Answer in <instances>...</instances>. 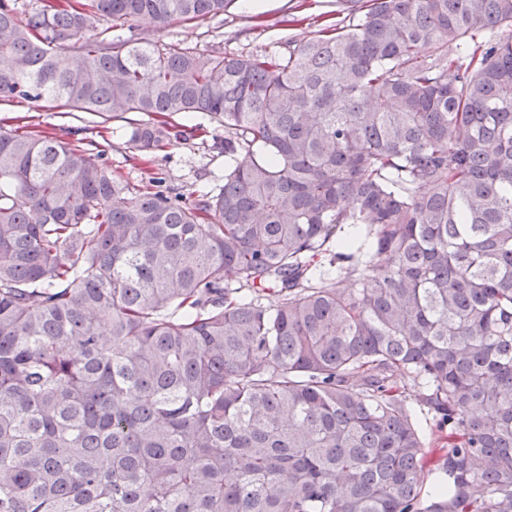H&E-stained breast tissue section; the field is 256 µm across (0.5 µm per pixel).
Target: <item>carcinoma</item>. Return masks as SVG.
<instances>
[{
  "label": "carcinoma",
  "mask_w": 512,
  "mask_h": 512,
  "mask_svg": "<svg viewBox=\"0 0 512 512\" xmlns=\"http://www.w3.org/2000/svg\"><path fill=\"white\" fill-rule=\"evenodd\" d=\"M228 2L0 0V102L141 113L142 154L200 112L227 160L134 194L0 129V512H512V0H365L286 52L112 36ZM413 409L418 427L424 436L426 448H428L429 451V457L433 459L438 454L439 448L441 447L430 430V426L432 425V416L431 414H427L426 409L421 410L416 404H413Z\"/></svg>",
  "instance_id": "cac0c4a2"
}]
</instances>
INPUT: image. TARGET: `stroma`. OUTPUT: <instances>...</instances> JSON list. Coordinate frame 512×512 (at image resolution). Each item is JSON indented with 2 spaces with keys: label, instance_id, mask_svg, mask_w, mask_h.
Returning <instances> with one entry per match:
<instances>
[{
  "label": "stroma",
  "instance_id": "stroma-1",
  "mask_svg": "<svg viewBox=\"0 0 512 512\" xmlns=\"http://www.w3.org/2000/svg\"><path fill=\"white\" fill-rule=\"evenodd\" d=\"M330 13L339 20L350 17L348 0H231L224 15L213 20L175 24L160 33L143 23L139 30L164 44L247 54L280 50L287 42L314 36ZM0 128L46 130L80 148L102 152L113 172L135 190L149 188L151 178L158 177L162 189L193 198L217 188L224 174V130L212 125L193 137L171 139L152 155L130 147L125 118L1 102Z\"/></svg>",
  "mask_w": 512,
  "mask_h": 512
}]
</instances>
